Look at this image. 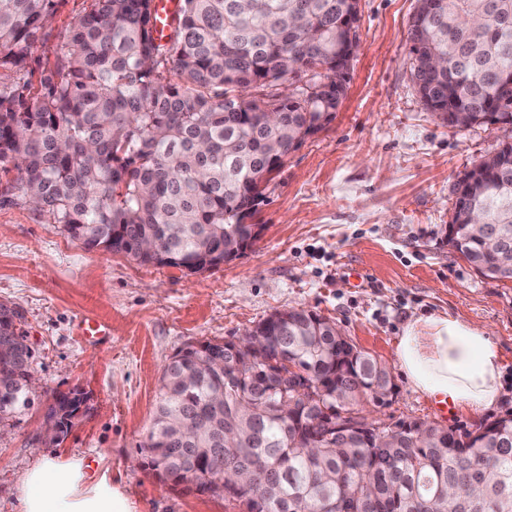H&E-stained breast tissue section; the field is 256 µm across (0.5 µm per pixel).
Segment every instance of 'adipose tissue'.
<instances>
[{"mask_svg":"<svg viewBox=\"0 0 512 512\" xmlns=\"http://www.w3.org/2000/svg\"><path fill=\"white\" fill-rule=\"evenodd\" d=\"M396 360L408 382L439 400L480 411L498 400L501 356L487 332L449 314L419 317L400 336ZM18 512H135L108 473L89 476L83 459L45 456L20 484Z\"/></svg>","mask_w":512,"mask_h":512,"instance_id":"obj_1","label":"adipose tissue"}]
</instances>
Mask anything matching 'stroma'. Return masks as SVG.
<instances>
[{
	"label": "stroma",
	"mask_w": 512,
	"mask_h": 512,
	"mask_svg": "<svg viewBox=\"0 0 512 512\" xmlns=\"http://www.w3.org/2000/svg\"><path fill=\"white\" fill-rule=\"evenodd\" d=\"M416 0H360V49L347 96L324 130L275 171L252 223L258 241L218 269L188 275L89 248L21 198L0 201V303L17 314L39 381L0 421V512H17L24 472L46 455L110 471L136 512H242L238 502L173 490L142 465L164 365L180 348L234 341L273 312L304 308L341 326L385 363L394 389L371 418L423 419L458 431L512 415V282L480 277L446 240L461 173L496 151L495 125L457 130L432 116L411 78L408 28ZM85 0H62L41 69ZM458 317L489 333L502 359L498 402L440 413L409 385L395 348L408 321ZM105 324L103 339L78 323ZM79 389L89 412L62 442L42 434L50 392Z\"/></svg>",
	"instance_id": "1"
}]
</instances>
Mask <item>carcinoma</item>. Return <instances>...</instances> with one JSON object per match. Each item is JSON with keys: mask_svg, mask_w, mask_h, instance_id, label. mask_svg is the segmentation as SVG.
<instances>
[{"mask_svg": "<svg viewBox=\"0 0 512 512\" xmlns=\"http://www.w3.org/2000/svg\"><path fill=\"white\" fill-rule=\"evenodd\" d=\"M46 59L37 89H0V175L7 191L87 247L139 264L210 271L256 239L245 223L263 198L270 156L324 129L348 86L337 49L353 0H182L168 39L153 35L154 0H87ZM58 0H0V69L28 76L32 46ZM512 0H417L408 32L423 102L473 125H512ZM176 71L178 81L169 77ZM288 82V94L279 85ZM469 211L512 246V144L478 164ZM453 250L483 278L512 281L459 226ZM265 361L230 342L189 345L165 365L143 466L173 487L262 512H512V418L466 443L420 421L416 446L336 447L339 396L363 411L378 362L304 309L249 330ZM32 353L0 304V420L28 404ZM321 392L299 393L281 373ZM58 442L76 399L52 393ZM235 475L232 491L224 474Z\"/></svg>", "mask_w": 512, "mask_h": 512, "instance_id": "1", "label": "carcinoma"}]
</instances>
